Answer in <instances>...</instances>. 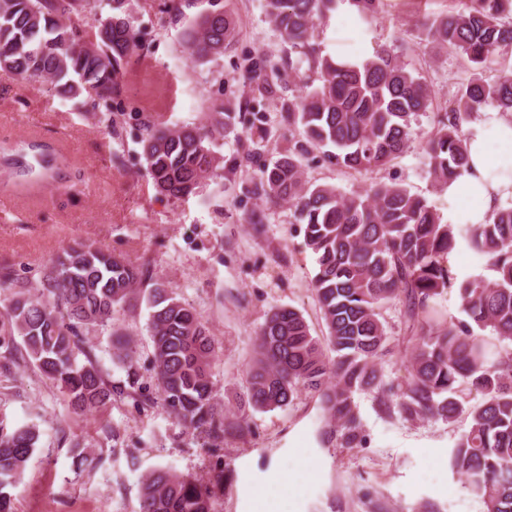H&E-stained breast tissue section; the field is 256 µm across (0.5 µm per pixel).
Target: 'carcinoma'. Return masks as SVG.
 I'll use <instances>...</instances> for the list:
<instances>
[{
    "mask_svg": "<svg viewBox=\"0 0 512 512\" xmlns=\"http://www.w3.org/2000/svg\"><path fill=\"white\" fill-rule=\"evenodd\" d=\"M350 2L362 20L379 13L382 0H265L269 22L307 64L275 78H296L303 93L285 111L299 135L325 149L329 163L369 174L390 164L409 146L412 123L427 111L432 89L401 55L377 47L359 66L322 54L316 32L338 7ZM112 14L94 12L91 0H0V68L23 79L46 81L57 94L88 93L108 103L117 76L137 48L127 0H110ZM427 44L455 52L470 75L424 146L427 174L436 186L466 170L465 125L484 107L512 113V73L490 75L497 56L512 53V0H469L422 23ZM237 34L228 14H200L185 33L198 61L224 53ZM235 120L216 111L208 126L145 128L141 140L146 172L156 191L181 200L218 168L217 137ZM302 152L293 148L264 165L263 196L289 203L305 225V243L316 256L312 280L327 328L326 343L312 336L292 307L270 310L260 325L248 386L237 412L228 416L213 392L216 340L198 314L160 283L143 290L147 271L92 243L64 251L41 287L14 294L0 314V348L20 344L27 361L52 382L75 413L98 411L117 396L154 403L145 392L130 342L112 341L125 380L108 379L82 325L107 326L112 314L138 293L149 306L152 362L162 409L192 435L208 439L213 455L224 437L251 432L249 413L287 407L306 391L317 397L325 420L347 447L363 443L355 395L393 399L407 422L468 419L450 455L452 470L482 501L485 512H512V205L500 206L487 224L463 230L443 221L427 198L393 182L370 181L359 191L305 179ZM54 155L33 149L8 165L22 176L42 178ZM467 245L492 276L460 279L448 255ZM455 288L465 318H444L438 299ZM405 309L415 330L406 381L381 371L395 351L381 310ZM335 353L327 359L326 351ZM473 392L480 401L466 398ZM39 429L8 431L0 424V512H14L15 491L37 449ZM224 483L222 460L207 479L158 468L139 485V512H215V489Z\"/></svg>",
    "mask_w": 512,
    "mask_h": 512,
    "instance_id": "obj_1",
    "label": "carcinoma"
}]
</instances>
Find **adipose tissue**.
I'll return each instance as SVG.
<instances>
[{"label":"adipose tissue","instance_id":"1","mask_svg":"<svg viewBox=\"0 0 512 512\" xmlns=\"http://www.w3.org/2000/svg\"><path fill=\"white\" fill-rule=\"evenodd\" d=\"M344 19L349 20L350 31L342 30ZM351 38L357 39V48L348 47ZM326 41L328 54L339 63H361L374 51L371 34L365 33L357 9L347 2L329 17ZM467 147L469 168L443 191L454 206V223L483 224L503 198L512 196V114L485 112L471 128Z\"/></svg>","mask_w":512,"mask_h":512}]
</instances>
